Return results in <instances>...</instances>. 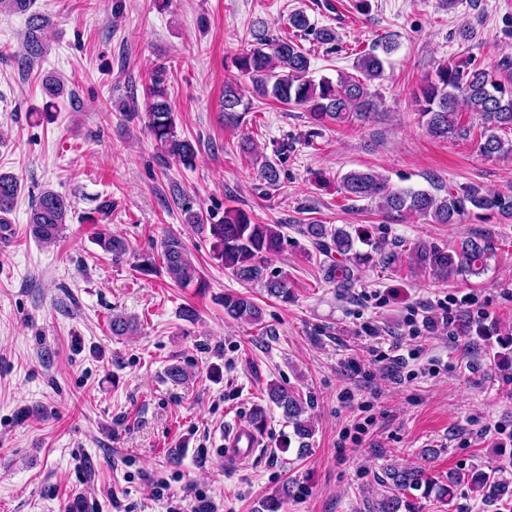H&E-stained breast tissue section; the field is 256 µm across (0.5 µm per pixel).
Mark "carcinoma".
I'll use <instances>...</instances> for the list:
<instances>
[{
	"label": "carcinoma",
	"mask_w": 512,
	"mask_h": 512,
	"mask_svg": "<svg viewBox=\"0 0 512 512\" xmlns=\"http://www.w3.org/2000/svg\"><path fill=\"white\" fill-rule=\"evenodd\" d=\"M46 24L40 14L29 16L24 43L26 59L32 61L45 53ZM289 25L297 32L314 36L321 44L336 41L335 31L313 27L302 11L290 16ZM252 38L251 48L232 59L235 68L250 80L251 88L231 83L224 85L222 107L226 124L238 125L249 112L253 97L304 106L316 125L326 121H363L376 113V95L370 85L383 77L384 59L375 51L364 52L356 58L353 74H343L335 80L328 77L315 80L310 76L309 53L295 39L269 35L263 22L252 30ZM166 80L164 66L157 67L150 76L146 87L147 127L161 161L171 158L189 167L195 163L198 148L176 130ZM415 98L419 103L418 117L430 136L442 140L470 138L473 126L461 121L465 107L480 118L482 131L478 150L483 156L491 158L512 153V139L501 136L507 130L512 132V81L499 80L494 68L467 66L449 60L437 68L434 76L426 79ZM239 148L260 160L259 173L268 185L279 186L280 169L263 156L253 140L242 139ZM340 183L344 197L350 200H366L388 213L416 214L433 224H461L473 209L512 215V195L488 193L477 183L458 188L450 186L443 196L427 190L393 188L372 170L347 172ZM19 191L20 182L16 177L0 174V224L5 223L4 216L12 211ZM182 210L185 223L210 242L213 259L239 283L245 286L259 283L268 297L283 303L291 299L288 278L269 271L270 258L283 247L284 235L279 225L254 224L248 214L235 209L225 211L224 218L217 222L209 221L202 211L191 205L183 206ZM69 212L71 204L65 195L54 190L41 191L28 218L31 234L44 244L56 241ZM300 232L323 255L339 256L338 260L322 265L324 279L338 288L353 287L360 268L374 262L393 271L406 265L415 276L427 273L442 281L458 276H478L485 271L494 252V240L489 234L468 237L456 247L419 240L406 249L400 244L388 246L373 242L370 249L360 251L355 249L351 233L333 224H306ZM94 241L116 260L128 250L126 241L112 234L106 224L95 232ZM160 257L163 269L175 283L184 288H206L192 253L180 238H165L161 242ZM224 314L251 326L263 322L261 308L241 293L224 294ZM136 327V318L121 314L112 315L109 323L112 335L117 337L133 334ZM266 395L292 425L293 437L298 443L297 456L303 457L309 452L308 439L313 435L310 418L306 417V402L300 394L277 382L268 384ZM382 471L384 476L378 480L382 492L373 501V512H401L403 508L412 512V503L407 499L412 490L422 492L425 498L434 495L449 503L454 487L463 480L476 493L483 508L503 512L512 506V471L505 465L487 471L475 466L464 473L455 471L448 474L446 484L410 464H390ZM291 497V486L284 484L264 498L256 512H281Z\"/></svg>",
	"instance_id": "1"
}]
</instances>
